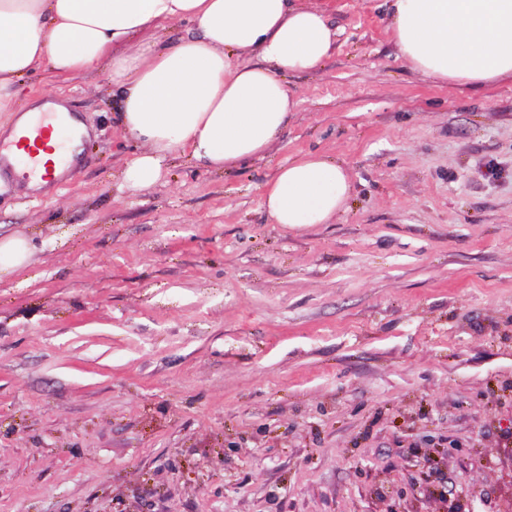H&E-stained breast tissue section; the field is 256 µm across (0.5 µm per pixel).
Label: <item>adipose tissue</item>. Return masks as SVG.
<instances>
[{"mask_svg":"<svg viewBox=\"0 0 512 512\" xmlns=\"http://www.w3.org/2000/svg\"><path fill=\"white\" fill-rule=\"evenodd\" d=\"M176 21L196 36L138 42ZM389 32L403 62L433 80L512 78V0H392ZM333 43L311 0H0V112L26 73L78 76L111 59L119 123L142 145L121 182L137 191L177 154L214 170L265 155L298 105L284 75L316 71ZM350 191L345 167L309 152L278 168L262 205L275 224H328Z\"/></svg>","mask_w":512,"mask_h":512,"instance_id":"1","label":"adipose tissue"}]
</instances>
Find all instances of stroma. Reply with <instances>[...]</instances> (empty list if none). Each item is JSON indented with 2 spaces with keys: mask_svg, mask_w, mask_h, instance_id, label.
I'll return each instance as SVG.
<instances>
[{
  "mask_svg": "<svg viewBox=\"0 0 512 512\" xmlns=\"http://www.w3.org/2000/svg\"><path fill=\"white\" fill-rule=\"evenodd\" d=\"M323 67L263 157L140 149L108 65L16 86L91 127L83 166L0 188V512H512V79L409 69L387 0H321ZM345 166L329 224L271 223L263 185ZM447 481L448 498L438 484ZM33 254V246L22 235L0 237V275L17 271L26 266Z\"/></svg>",
  "mask_w": 512,
  "mask_h": 512,
  "instance_id": "35a3bbf8",
  "label": "stroma"
}]
</instances>
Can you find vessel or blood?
<instances>
[{
	"instance_id": "obj_1",
	"label": "vessel or blood",
	"mask_w": 512,
	"mask_h": 512,
	"mask_svg": "<svg viewBox=\"0 0 512 512\" xmlns=\"http://www.w3.org/2000/svg\"><path fill=\"white\" fill-rule=\"evenodd\" d=\"M52 119V113H40L19 127L13 140L0 141V183L18 168L47 183L66 182L77 172V164L66 160L52 139Z\"/></svg>"
}]
</instances>
